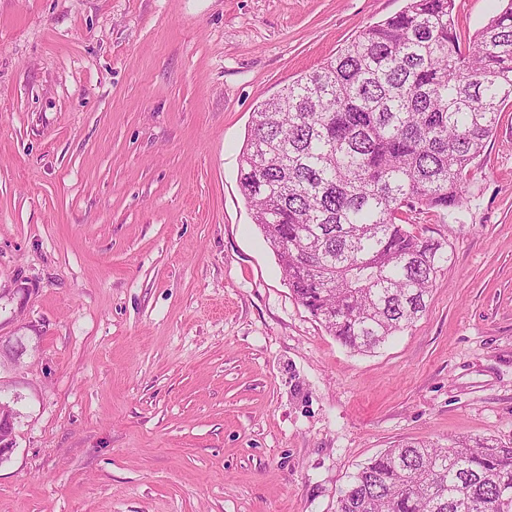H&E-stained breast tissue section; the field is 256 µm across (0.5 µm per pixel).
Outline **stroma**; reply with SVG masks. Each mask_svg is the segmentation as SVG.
<instances>
[{"label":"stroma","mask_w":512,"mask_h":512,"mask_svg":"<svg viewBox=\"0 0 512 512\" xmlns=\"http://www.w3.org/2000/svg\"><path fill=\"white\" fill-rule=\"evenodd\" d=\"M405 0H0V512H336L407 441L512 442V107L425 313L372 353L283 280L252 114ZM504 0H456L462 40Z\"/></svg>","instance_id":"35a3bbf8"}]
</instances>
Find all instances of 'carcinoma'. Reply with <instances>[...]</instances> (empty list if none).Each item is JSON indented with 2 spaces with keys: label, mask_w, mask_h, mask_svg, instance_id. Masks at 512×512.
Segmentation results:
<instances>
[{
  "label": "carcinoma",
  "mask_w": 512,
  "mask_h": 512,
  "mask_svg": "<svg viewBox=\"0 0 512 512\" xmlns=\"http://www.w3.org/2000/svg\"><path fill=\"white\" fill-rule=\"evenodd\" d=\"M455 0H407L252 114L239 186L296 299L355 352L426 310L439 243L408 213L462 200L512 103V0L464 46ZM512 443L410 442L370 460L336 512H512Z\"/></svg>",
  "instance_id": "cac0c4a2"
}]
</instances>
